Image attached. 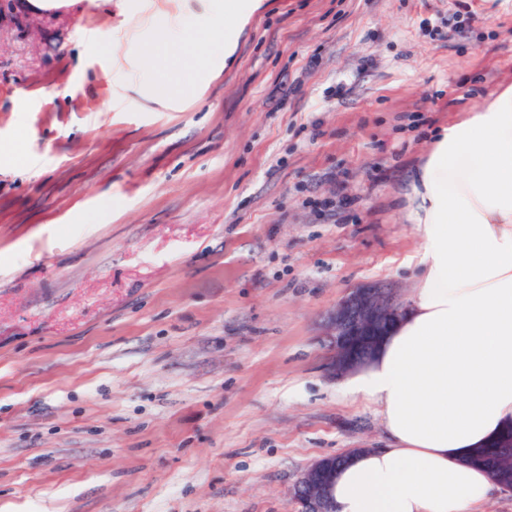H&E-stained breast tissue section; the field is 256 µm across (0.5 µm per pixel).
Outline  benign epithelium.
<instances>
[{
	"mask_svg": "<svg viewBox=\"0 0 512 512\" xmlns=\"http://www.w3.org/2000/svg\"><path fill=\"white\" fill-rule=\"evenodd\" d=\"M403 305L377 286L350 291L328 318V336L335 351L333 371L343 376L374 357L368 343L378 344L402 315ZM336 468L323 457L303 469L292 488L298 512H336L331 484Z\"/></svg>",
	"mask_w": 512,
	"mask_h": 512,
	"instance_id": "1",
	"label": "benign epithelium"
}]
</instances>
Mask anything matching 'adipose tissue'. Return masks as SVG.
Listing matches in <instances>:
<instances>
[{
    "label": "adipose tissue",
    "instance_id": "ef3b65f1",
    "mask_svg": "<svg viewBox=\"0 0 512 512\" xmlns=\"http://www.w3.org/2000/svg\"><path fill=\"white\" fill-rule=\"evenodd\" d=\"M197 61L235 47L234 26L207 18L155 28V74L196 85ZM419 241L405 312L341 395L375 408L389 443L336 473V512H481L498 489L471 453L512 426V85L440 127L406 193Z\"/></svg>",
    "mask_w": 512,
    "mask_h": 512
}]
</instances>
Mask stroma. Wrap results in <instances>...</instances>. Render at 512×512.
Here are the masks:
<instances>
[{
  "instance_id": "1",
  "label": "stroma",
  "mask_w": 512,
  "mask_h": 512,
  "mask_svg": "<svg viewBox=\"0 0 512 512\" xmlns=\"http://www.w3.org/2000/svg\"><path fill=\"white\" fill-rule=\"evenodd\" d=\"M203 15L0 0V512H297L301 470L387 443L326 323L407 299L400 190L512 84V0H263L151 98L136 18Z\"/></svg>"
}]
</instances>
